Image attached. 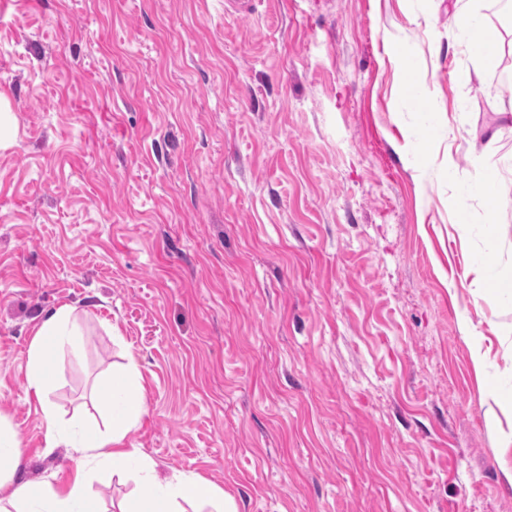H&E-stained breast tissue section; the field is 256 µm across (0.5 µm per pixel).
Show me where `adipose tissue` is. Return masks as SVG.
<instances>
[{"label": "adipose tissue", "mask_w": 512, "mask_h": 512, "mask_svg": "<svg viewBox=\"0 0 512 512\" xmlns=\"http://www.w3.org/2000/svg\"><path fill=\"white\" fill-rule=\"evenodd\" d=\"M449 44L472 48L474 55L491 60L503 50L500 34L472 0H453V27ZM83 340L74 310L62 306L38 322L27 356V390L41 405L48 447L64 446L77 455L76 471L67 485L54 479L19 480L23 445L18 432L0 416V512H103L91 490V470L105 464L117 483L134 481L135 489L113 504V512H238L234 497L194 474L160 476L155 462L128 440L130 431L147 412L136 360L118 371L99 376L93 394L112 423L102 428L77 419L66 420L48 394L55 382L53 365L64 349L79 351Z\"/></svg>", "instance_id": "adipose-tissue-1"}]
</instances>
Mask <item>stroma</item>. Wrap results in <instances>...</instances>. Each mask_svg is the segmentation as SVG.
Returning a JSON list of instances; mask_svg holds the SVG:
<instances>
[{"label": "stroma", "instance_id": "1", "mask_svg": "<svg viewBox=\"0 0 512 512\" xmlns=\"http://www.w3.org/2000/svg\"><path fill=\"white\" fill-rule=\"evenodd\" d=\"M451 22L448 0H0V414L23 478L75 469L26 389L40 316L69 305L58 410L135 358L129 442L239 512H512V309L466 274L483 252L512 281V202L456 189L512 155V53L449 49ZM424 109L461 120L455 180Z\"/></svg>", "mask_w": 512, "mask_h": 512}]
</instances>
